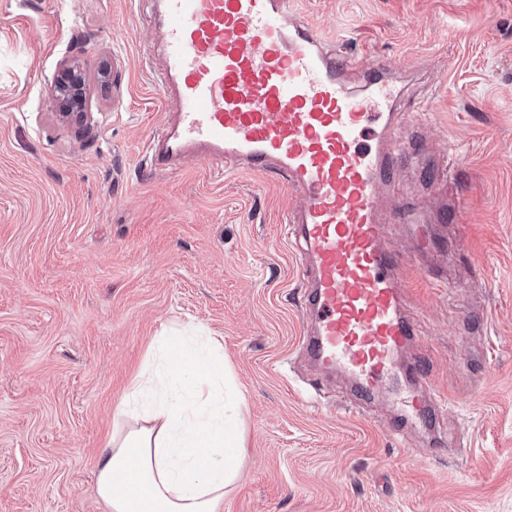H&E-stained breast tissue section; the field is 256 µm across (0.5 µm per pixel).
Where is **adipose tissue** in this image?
<instances>
[{
	"label": "adipose tissue",
	"instance_id": "ef3b65f1",
	"mask_svg": "<svg viewBox=\"0 0 512 512\" xmlns=\"http://www.w3.org/2000/svg\"><path fill=\"white\" fill-rule=\"evenodd\" d=\"M243 408L220 342L195 328L155 337L97 462L108 512H219L243 454Z\"/></svg>",
	"mask_w": 512,
	"mask_h": 512
}]
</instances>
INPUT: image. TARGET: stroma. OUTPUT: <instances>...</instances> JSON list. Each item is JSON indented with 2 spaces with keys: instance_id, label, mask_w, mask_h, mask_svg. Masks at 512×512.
<instances>
[{
  "instance_id": "stroma-1",
  "label": "stroma",
  "mask_w": 512,
  "mask_h": 512,
  "mask_svg": "<svg viewBox=\"0 0 512 512\" xmlns=\"http://www.w3.org/2000/svg\"><path fill=\"white\" fill-rule=\"evenodd\" d=\"M297 2L326 39L398 69L402 110L427 115L379 208L389 249L422 221L448 269L445 289L405 278L411 354L448 403L440 443L305 358L296 196L279 175L151 171L166 113L149 0H0V512H105L96 463L116 410L179 325L223 345L246 400L221 512H512V0ZM69 62L80 123L55 98ZM452 169L451 227L433 218Z\"/></svg>"
}]
</instances>
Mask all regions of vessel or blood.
<instances>
[{
  "mask_svg": "<svg viewBox=\"0 0 512 512\" xmlns=\"http://www.w3.org/2000/svg\"><path fill=\"white\" fill-rule=\"evenodd\" d=\"M154 2L150 24L162 43L150 78L175 112L150 138V167L192 156L231 172L279 173L300 196L289 222L311 283L304 352L348 372L363 400L411 381L399 428L433 424L439 404L420 368L393 367L416 317L402 307L409 260L384 251L377 216L403 149L394 136L402 88L324 39L296 0ZM356 72L366 77L362 96L349 86Z\"/></svg>",
  "mask_w": 512,
  "mask_h": 512,
  "instance_id": "b4317fda",
  "label": "vessel or blood"
}]
</instances>
